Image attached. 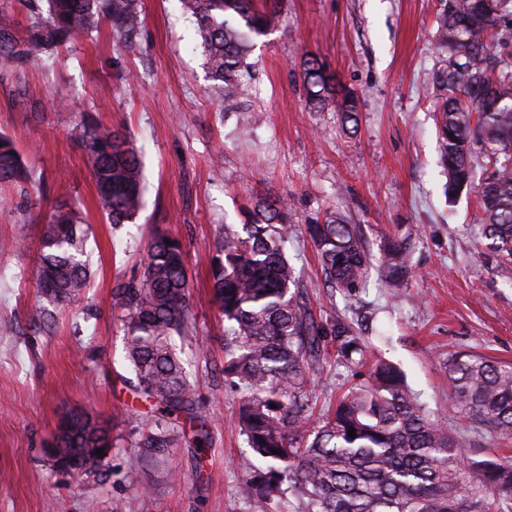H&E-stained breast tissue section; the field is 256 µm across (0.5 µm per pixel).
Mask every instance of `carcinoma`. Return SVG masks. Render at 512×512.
Segmentation results:
<instances>
[{
	"label": "carcinoma",
	"mask_w": 512,
	"mask_h": 512,
	"mask_svg": "<svg viewBox=\"0 0 512 512\" xmlns=\"http://www.w3.org/2000/svg\"><path fill=\"white\" fill-rule=\"evenodd\" d=\"M192 19L199 47L222 97L243 91L256 38L280 23L281 0H178ZM512 0H445L437 43L448 59L437 72L439 164L446 192L477 194L483 213L484 263L512 280ZM23 36L0 9V63L38 67L74 37L106 23L116 45L138 36L139 0H46ZM310 105L336 104L341 127L358 126L355 98L317 58L300 74ZM80 146L92 166L100 213L112 224L133 221L144 206L142 165L136 148L115 132L81 124ZM33 185L13 142L0 135V183ZM293 198L266 196L224 225L211 275L224 314V381L241 391L237 426L247 452L244 512H512V459L470 458L432 418L397 366L382 358L365 367L367 346L349 323L315 320L287 256ZM81 207L59 205L42 224L37 280L50 303L81 300L89 273L83 256ZM316 247L328 287L352 296L371 279L389 286L412 270L402 242L388 237L374 263L360 225L329 212L304 225ZM190 282L181 245L164 236L148 246L143 273L115 288L126 310L127 360L157 416L138 436L141 454L163 458L175 447V421H198L190 444L203 448L209 433L172 337L188 329ZM336 344L354 382L317 425H310L313 372L327 340ZM448 418L468 421L475 433L512 437V366L468 351L448 357ZM74 437L97 435L87 421L69 417ZM355 430L350 437L348 431Z\"/></svg>",
	"instance_id": "obj_1"
}]
</instances>
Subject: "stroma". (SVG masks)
Segmentation results:
<instances>
[{"label": "stroma", "mask_w": 512, "mask_h": 512, "mask_svg": "<svg viewBox=\"0 0 512 512\" xmlns=\"http://www.w3.org/2000/svg\"><path fill=\"white\" fill-rule=\"evenodd\" d=\"M141 30L118 47L108 25L80 36L46 70L0 66V134L23 155L40 200L0 185V512H241L245 449L237 394L224 383V315L213 296L215 242L239 223L251 196L292 195L296 225L338 211L361 225L371 253L380 239L409 244L414 274L401 288L371 282L348 299L324 286L315 247L296 234L288 256L303 271L315 317L354 323L374 356L402 368L431 416L448 407L442 375L451 352L512 364V285L478 259L481 211L473 195L448 203L437 165L434 75L440 0H283L279 28L249 57L252 122L221 100L206 76L193 21L176 0H140ZM326 61L359 103L358 132H342L334 106L310 109L300 86L307 54ZM124 132L143 163L145 204L128 224L95 205L81 121ZM80 202L90 286L76 304H44L36 288L44 214ZM182 245L192 281L188 331L175 337L206 415L210 444L185 442L167 458L135 443L155 409L141 398L125 358L117 285L136 279L157 235ZM351 373L334 344L315 375L325 409ZM88 413L115 446L92 475L53 468L47 449L61 416ZM138 473L137 484L126 479ZM182 474L170 477L171 470Z\"/></svg>", "instance_id": "1"}]
</instances>
